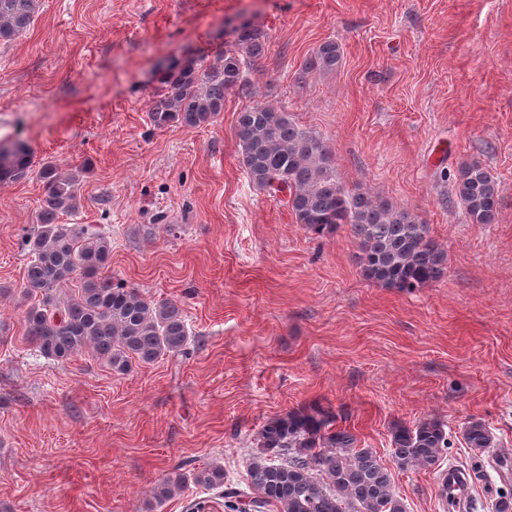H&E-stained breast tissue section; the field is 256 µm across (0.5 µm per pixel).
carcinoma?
I'll use <instances>...</instances> for the list:
<instances>
[{"instance_id": "1", "label": "carcinoma", "mask_w": 512, "mask_h": 512, "mask_svg": "<svg viewBox=\"0 0 512 512\" xmlns=\"http://www.w3.org/2000/svg\"><path fill=\"white\" fill-rule=\"evenodd\" d=\"M40 0H0V42L27 32ZM264 34L248 25L213 60L187 56L161 69L162 90L149 105L156 129L172 125L199 128L224 110V96L250 95L249 74L264 52ZM338 43L325 41L306 64L307 70L332 71L339 65ZM235 136L239 161L249 181L282 202L296 223L323 236L342 226L361 247L364 277L386 288L412 292L443 280L447 254L430 235L429 225L409 209L367 192H350L336 180L329 147L298 127L288 113L256 101L239 113ZM44 185L38 224L26 235L32 259L22 295L23 341L57 361L89 354L117 374L132 363L153 364L184 355L191 332L177 302H155L139 289L104 274L112 244L104 234L79 224H61L75 210L78 179L45 163L33 168L28 146L17 142L0 149V183L30 174ZM453 195L473 224L498 222L502 196L497 177L480 159L459 168ZM80 272L77 290L67 294L71 276ZM331 407L292 411L265 424L256 436L257 450L247 468V488L224 487V467L211 464L193 473L194 484L224 489L231 512H405L393 487L391 471L357 437L337 426ZM466 444L490 447L492 435L478 420L464 427ZM391 455L402 471L436 469L448 447L445 424L423 419L391 432ZM185 475H166L151 490L161 503L183 490Z\"/></svg>"}]
</instances>
